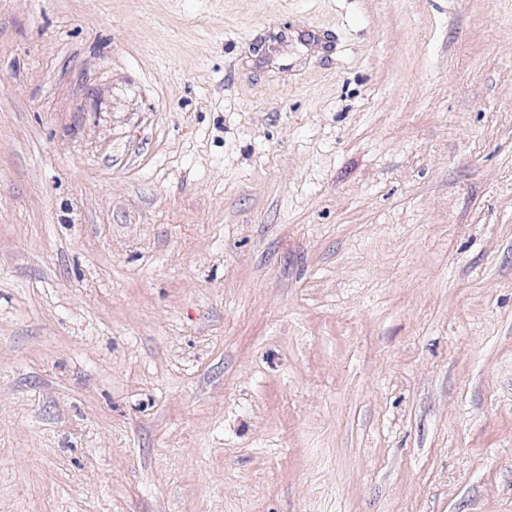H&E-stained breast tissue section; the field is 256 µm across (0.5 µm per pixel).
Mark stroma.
I'll return each mask as SVG.
<instances>
[{"label":"stroma","mask_w":512,"mask_h":512,"mask_svg":"<svg viewBox=\"0 0 512 512\" xmlns=\"http://www.w3.org/2000/svg\"><path fill=\"white\" fill-rule=\"evenodd\" d=\"M0 512H512V0H0Z\"/></svg>","instance_id":"obj_1"}]
</instances>
